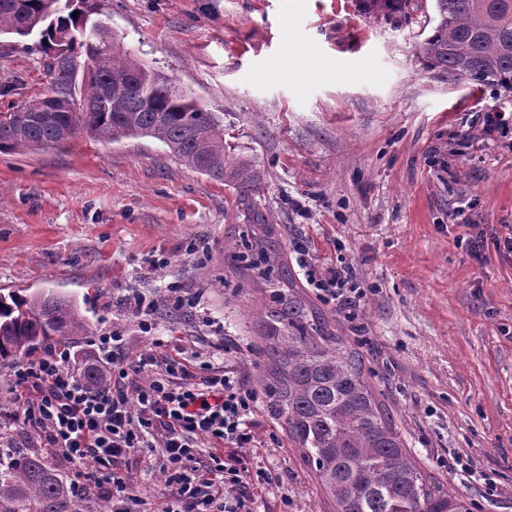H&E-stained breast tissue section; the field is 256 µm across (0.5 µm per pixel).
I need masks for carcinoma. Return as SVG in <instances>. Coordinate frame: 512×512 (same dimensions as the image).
<instances>
[{"mask_svg":"<svg viewBox=\"0 0 512 512\" xmlns=\"http://www.w3.org/2000/svg\"><path fill=\"white\" fill-rule=\"evenodd\" d=\"M87 0H0V36L33 34L47 56L46 92L0 112V152L57 147L86 134L107 142L149 137L184 166L236 190L247 224L224 242V260L253 281L249 315L265 357L270 415L302 454L336 512H462L464 497L409 456L401 433L362 372L361 359L300 291L275 224L252 204L267 173L224 144L219 116L170 78L120 52ZM422 43L430 68L450 80L512 91V0H434ZM77 17H72L73 12ZM120 95L112 94L116 81ZM86 329L77 302L55 293L0 294V361ZM64 485L38 455L0 471V512L51 502Z\"/></svg>","mask_w":512,"mask_h":512,"instance_id":"carcinoma-1","label":"carcinoma"}]
</instances>
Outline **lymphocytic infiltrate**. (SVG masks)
<instances>
[{"label": "lymphocytic infiltrate", "mask_w": 512, "mask_h": 512, "mask_svg": "<svg viewBox=\"0 0 512 512\" xmlns=\"http://www.w3.org/2000/svg\"><path fill=\"white\" fill-rule=\"evenodd\" d=\"M306 281L352 311L363 295L349 287L345 268L317 266L300 259ZM116 333L100 336L97 347L119 378L95 387L71 369L70 351L56 344L23 358L12 368L19 418L45 447L78 463L91 464V476L111 512H136L140 503L128 481L116 476L118 463L139 448L160 450L170 504L165 512H250L230 489L246 484L250 472L238 455L252 441L249 422L258 396L241 381L232 361L196 369L157 349L135 363L116 365ZM213 446L202 460L200 439Z\"/></svg>", "instance_id": "lymphocytic-infiltrate-1"}]
</instances>
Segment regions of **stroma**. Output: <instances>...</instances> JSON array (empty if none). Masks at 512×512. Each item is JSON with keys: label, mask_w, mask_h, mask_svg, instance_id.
<instances>
[{"label": "stroma", "mask_w": 512, "mask_h": 512, "mask_svg": "<svg viewBox=\"0 0 512 512\" xmlns=\"http://www.w3.org/2000/svg\"><path fill=\"white\" fill-rule=\"evenodd\" d=\"M122 50L193 92L224 120L237 154L267 172L256 195L282 242L317 264L350 267L372 286L356 318L322 303L363 360L365 376L412 458L464 496L471 512H512V138L477 145L488 112L512 92L455 83L427 68L421 45L433 0H88ZM37 36L0 42V110L47 83ZM288 61L285 81L261 74ZM236 192L191 171L158 141L87 136L0 153V291L77 300L87 332L76 364L117 331L118 358L152 345L186 364L236 363L259 389L263 358L249 319L253 285L224 262V239L246 221ZM464 219H456L457 208ZM487 234L481 258L465 240ZM180 281L193 307L158 314L142 334L127 300ZM240 449L251 512H330L281 426L259 408ZM0 438L40 451L16 418L0 363ZM149 512L167 495L157 457L119 465Z\"/></svg>", "instance_id": "obj_1"}]
</instances>
